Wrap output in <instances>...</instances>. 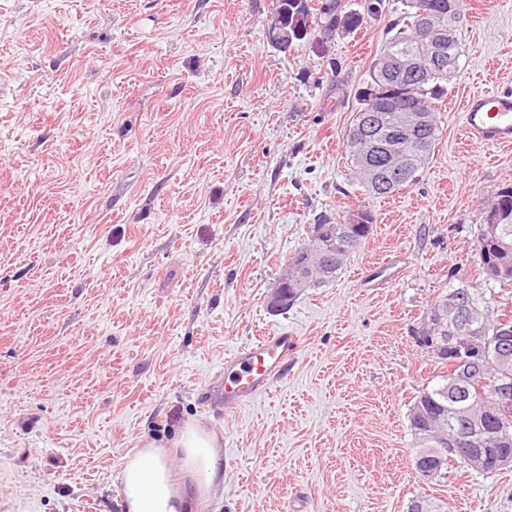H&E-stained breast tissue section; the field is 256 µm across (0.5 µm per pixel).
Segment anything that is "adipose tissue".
I'll use <instances>...</instances> for the list:
<instances>
[{
  "instance_id": "adipose-tissue-1",
  "label": "adipose tissue",
  "mask_w": 512,
  "mask_h": 512,
  "mask_svg": "<svg viewBox=\"0 0 512 512\" xmlns=\"http://www.w3.org/2000/svg\"><path fill=\"white\" fill-rule=\"evenodd\" d=\"M178 469L153 441L141 442L121 470L125 512H191L195 499L209 495L224 479V460L203 426H186L175 442Z\"/></svg>"
}]
</instances>
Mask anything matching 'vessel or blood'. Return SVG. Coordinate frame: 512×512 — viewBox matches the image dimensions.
Returning a JSON list of instances; mask_svg holds the SVG:
<instances>
[{
  "label": "vessel or blood",
  "mask_w": 512,
  "mask_h": 512,
  "mask_svg": "<svg viewBox=\"0 0 512 512\" xmlns=\"http://www.w3.org/2000/svg\"><path fill=\"white\" fill-rule=\"evenodd\" d=\"M468 134L488 146L512 145V89L490 90L469 96L463 105ZM298 349L297 337L280 330L224 358L207 401L233 412L268 393Z\"/></svg>",
  "instance_id": "obj_1"
}]
</instances>
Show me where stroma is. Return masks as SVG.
I'll return each mask as SVG.
<instances>
[{"label":"stroma","mask_w":512,"mask_h":512,"mask_svg":"<svg viewBox=\"0 0 512 512\" xmlns=\"http://www.w3.org/2000/svg\"><path fill=\"white\" fill-rule=\"evenodd\" d=\"M325 47L265 38L275 0H0V512H124L141 441L188 424L224 481L193 512H512V467L415 474L408 409L439 370L412 335L479 277V210L512 146L462 104L512 87V0H464L439 141L387 197L355 183V92L402 8ZM375 216L336 279L267 300L320 216ZM284 329L299 351L227 414L200 394L225 355Z\"/></svg>","instance_id":"35a3bbf8"}]
</instances>
